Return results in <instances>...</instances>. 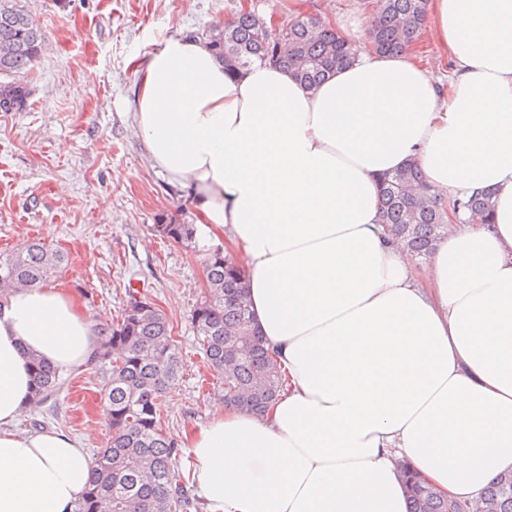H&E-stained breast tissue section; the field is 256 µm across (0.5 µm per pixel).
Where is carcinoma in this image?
Masks as SVG:
<instances>
[{"mask_svg": "<svg viewBox=\"0 0 512 512\" xmlns=\"http://www.w3.org/2000/svg\"><path fill=\"white\" fill-rule=\"evenodd\" d=\"M428 0H366L370 11L367 43L379 54L397 55L418 40L427 21ZM45 36L16 0H0V111L21 112L30 91L18 76L41 56ZM215 58L232 75L253 63L272 62L290 70L307 89L355 60L360 46L312 17L292 18L274 30L255 11L239 10L209 40ZM381 223L403 239L414 258L427 259L442 239L448 208L439 192L425 182L412 162L384 174L379 183ZM494 191L477 192L454 203L481 222L492 211ZM154 232L178 244L195 235L192 224H155ZM63 252L31 241L0 253V293L46 283L68 264ZM207 291L197 300L192 324L206 364L224 378V404L260 415L283 390L284 374L258 327L249 318L250 305L242 272L220 249L204 259ZM173 329L155 303L133 297L121 319L96 336L87 366L106 363L110 372L101 389V405L109 427L106 447L92 461L89 484L75 512H189L199 509L190 481L175 468L178 448L164 428V398L177 384L182 351ZM32 404L42 405L59 394L65 370L30 357ZM409 512H470L467 500L448 508L414 475L407 476ZM484 512H512V471L492 480L480 493Z\"/></svg>", "mask_w": 512, "mask_h": 512, "instance_id": "carcinoma-1", "label": "carcinoma"}]
</instances>
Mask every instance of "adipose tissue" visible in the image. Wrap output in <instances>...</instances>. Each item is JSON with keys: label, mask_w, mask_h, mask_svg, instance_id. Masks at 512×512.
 <instances>
[{"label": "adipose tissue", "mask_w": 512, "mask_h": 512, "mask_svg": "<svg viewBox=\"0 0 512 512\" xmlns=\"http://www.w3.org/2000/svg\"><path fill=\"white\" fill-rule=\"evenodd\" d=\"M430 16L443 74L362 52L308 90L259 61L228 77L180 35L142 68L138 136L223 235L288 377L263 415L218 403L186 434L208 512H408L405 470L462 499L512 470V0ZM412 161L447 200L495 192L419 266L379 221V177ZM94 348L55 287L0 297V512H75L89 457L17 423L30 356Z\"/></svg>", "instance_id": "ef3b65f1"}]
</instances>
